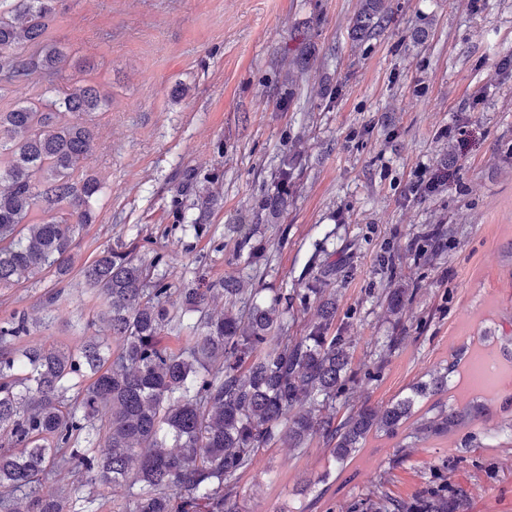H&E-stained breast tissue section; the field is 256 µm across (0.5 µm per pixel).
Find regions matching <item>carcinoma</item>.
Masks as SVG:
<instances>
[{
    "mask_svg": "<svg viewBox=\"0 0 512 512\" xmlns=\"http://www.w3.org/2000/svg\"><path fill=\"white\" fill-rule=\"evenodd\" d=\"M61 0H0V101L9 85L60 75L67 59L48 39ZM383 3L364 0L353 33L380 26ZM112 97L82 79L65 95L0 106V288L73 266L80 226L92 224L105 185L86 169L93 121ZM299 151L287 149L256 220L288 209ZM332 267L296 296L263 295L242 276L205 281L170 305L165 254L106 246L84 266L105 300L107 335L79 348L20 345L25 318L0 322V512H92L86 485L123 484L118 512H241L238 483L263 448H303L320 438L339 463L367 439L392 434L428 399L448 391V373L430 376L380 413L369 407L337 419L336 399L354 381L350 340L336 326V294L322 288ZM220 291V316L210 302ZM317 303L303 336L288 335L295 299ZM186 339L173 349L170 336ZM63 473L78 489L52 494ZM426 512H458L445 494Z\"/></svg>",
    "mask_w": 512,
    "mask_h": 512,
    "instance_id": "obj_1",
    "label": "carcinoma"
}]
</instances>
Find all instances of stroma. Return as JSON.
<instances>
[{
    "label": "stroma",
    "instance_id": "stroma-1",
    "mask_svg": "<svg viewBox=\"0 0 512 512\" xmlns=\"http://www.w3.org/2000/svg\"><path fill=\"white\" fill-rule=\"evenodd\" d=\"M361 3L63 0L50 39L112 94L86 160L107 193L70 275L1 289L0 320L26 313L29 344L101 335L103 300L81 270L134 240L166 254L177 288L236 276L247 239L268 247L250 281L268 293L302 291L335 263L356 373L346 407L383 409L445 372L444 403L482 413L441 433L414 417L344 467L319 439L263 449L240 480L244 512H357L444 485L463 512H512V406L450 370L483 335L512 359V0H384L380 27L355 42ZM302 50L309 70L290 93L283 60ZM296 142L288 209L256 223ZM448 163V184L414 192L418 169ZM185 219L204 232L183 236ZM394 288L411 292L398 315Z\"/></svg>",
    "mask_w": 512,
    "mask_h": 512
}]
</instances>
